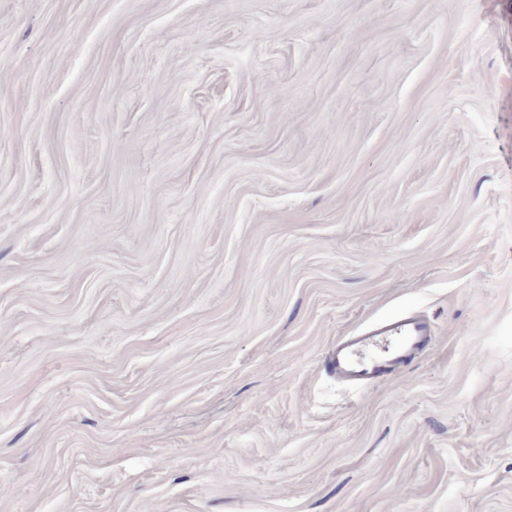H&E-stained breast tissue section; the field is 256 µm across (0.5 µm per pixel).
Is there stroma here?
<instances>
[{
  "instance_id": "1",
  "label": "stroma",
  "mask_w": 512,
  "mask_h": 512,
  "mask_svg": "<svg viewBox=\"0 0 512 512\" xmlns=\"http://www.w3.org/2000/svg\"><path fill=\"white\" fill-rule=\"evenodd\" d=\"M0 512H512V0H0ZM432 341L428 320L407 313L373 322L351 336L338 337L328 354L327 367L336 380L363 387L390 376Z\"/></svg>"
}]
</instances>
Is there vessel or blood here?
Wrapping results in <instances>:
<instances>
[{"label": "vessel or blood", "mask_w": 512, "mask_h": 512, "mask_svg": "<svg viewBox=\"0 0 512 512\" xmlns=\"http://www.w3.org/2000/svg\"><path fill=\"white\" fill-rule=\"evenodd\" d=\"M433 341L428 320L407 313L380 320L360 332L338 337L328 357L330 374L351 386H366L390 376Z\"/></svg>", "instance_id": "vessel-or-blood-1"}]
</instances>
